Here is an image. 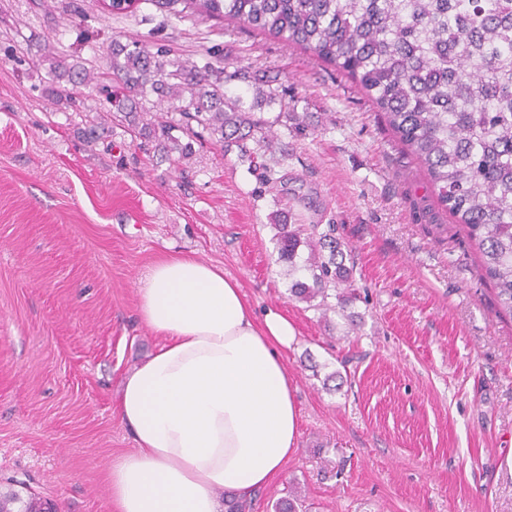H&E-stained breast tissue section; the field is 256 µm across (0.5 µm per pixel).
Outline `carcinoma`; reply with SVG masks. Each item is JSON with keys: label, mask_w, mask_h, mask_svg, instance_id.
Listing matches in <instances>:
<instances>
[{"label": "carcinoma", "mask_w": 512, "mask_h": 512, "mask_svg": "<svg viewBox=\"0 0 512 512\" xmlns=\"http://www.w3.org/2000/svg\"><path fill=\"white\" fill-rule=\"evenodd\" d=\"M169 15L198 13L250 27L312 52L345 72L366 94L417 161L437 200L463 225L480 253L482 276L493 283L499 314L512 317V0H155ZM183 8L178 10L176 5ZM203 65L169 59L134 42L112 40L106 89L112 111L144 140L164 142L186 158L192 142L251 140L269 145L271 125L257 116L268 96L249 109L224 92V67L212 51ZM67 79L66 99L91 81L84 66L50 63ZM171 103L158 120H144L143 100ZM278 261L296 270L301 243L309 248L305 281L291 295L320 299L336 310L355 297L353 271L333 230L274 216Z\"/></svg>", "instance_id": "cac0c4a2"}]
</instances>
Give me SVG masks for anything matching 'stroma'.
I'll list each match as a JSON object with an SVG mask.
<instances>
[{"label":"stroma","instance_id":"obj_1","mask_svg":"<svg viewBox=\"0 0 512 512\" xmlns=\"http://www.w3.org/2000/svg\"><path fill=\"white\" fill-rule=\"evenodd\" d=\"M217 52L227 95L274 90L265 170L237 144L189 160L139 146L102 85L112 39ZM95 78L51 94L48 56ZM295 112L279 121V112ZM335 225L360 297L322 314L290 292L273 217ZM223 267L256 313L295 326L299 435L274 481L226 512H512V318L465 229L353 80L280 38L103 0H0V491L59 512H118L113 463L136 443L123 375L162 342L138 286L160 258Z\"/></svg>","mask_w":512,"mask_h":512}]
</instances>
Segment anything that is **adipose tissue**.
<instances>
[{
	"mask_svg": "<svg viewBox=\"0 0 512 512\" xmlns=\"http://www.w3.org/2000/svg\"><path fill=\"white\" fill-rule=\"evenodd\" d=\"M139 301L164 342L121 384L137 449L113 464L112 495L120 512H224L220 490L253 495L294 451L295 328L274 309L255 316L238 281L193 257L158 260Z\"/></svg>",
	"mask_w": 512,
	"mask_h": 512,
	"instance_id": "obj_1",
	"label": "adipose tissue"
}]
</instances>
